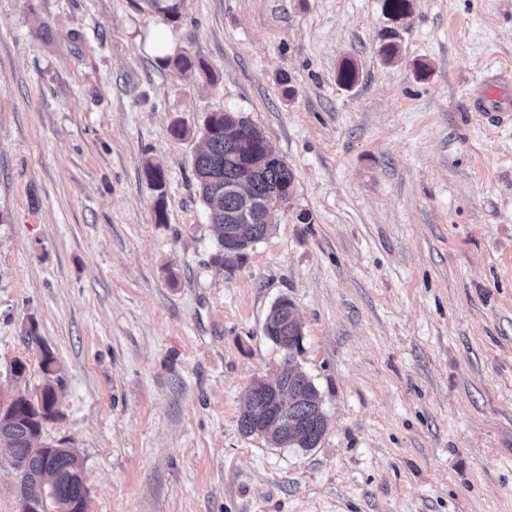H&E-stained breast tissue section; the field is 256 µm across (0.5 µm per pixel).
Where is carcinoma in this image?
<instances>
[{
  "label": "carcinoma",
  "instance_id": "obj_1",
  "mask_svg": "<svg viewBox=\"0 0 512 512\" xmlns=\"http://www.w3.org/2000/svg\"><path fill=\"white\" fill-rule=\"evenodd\" d=\"M146 6L166 18L179 16L182 0H143ZM180 72L208 71L201 61L185 54L171 59ZM358 69L351 60L342 62L338 82L353 85ZM203 146L193 159V172L200 188L201 199L209 211L210 222L219 232L215 263L224 265V237L229 228L243 231L247 243L264 239L272 230V221L280 203L291 200L294 176L287 163L264 133L239 112H214L208 115L202 128ZM145 176L155 190L164 188L163 169L154 164L145 166ZM267 319L280 328L270 337L288 359L301 352L302 327L284 323L279 306L271 308ZM46 383L33 400L18 394L7 405L0 404V446L11 448L31 470L45 481L26 486L32 495L46 492L48 512H74L73 502L79 495V459L71 451L58 448H36L43 422L55 414L56 392L52 385L56 374L54 359L45 355L41 362ZM278 396L281 417L277 429L265 431L257 425V415L268 399ZM240 430L246 435H258L275 447L315 448L327 431V417L322 409L318 389L302 371L286 367L268 386L256 382L249 389L245 410L239 416Z\"/></svg>",
  "mask_w": 512,
  "mask_h": 512
}]
</instances>
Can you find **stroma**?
<instances>
[{
    "label": "stroma",
    "mask_w": 512,
    "mask_h": 512,
    "mask_svg": "<svg viewBox=\"0 0 512 512\" xmlns=\"http://www.w3.org/2000/svg\"><path fill=\"white\" fill-rule=\"evenodd\" d=\"M507 67L512 0H0V403L53 356L37 444L79 457L87 512H512V121L471 110ZM224 110L294 193L221 267L192 159ZM282 299L328 420L307 450L238 423Z\"/></svg>",
    "instance_id": "stroma-1"
}]
</instances>
